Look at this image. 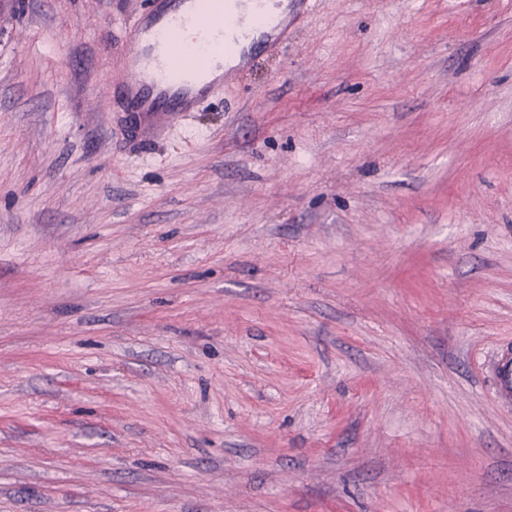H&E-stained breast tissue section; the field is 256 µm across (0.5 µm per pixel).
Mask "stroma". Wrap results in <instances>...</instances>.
Masks as SVG:
<instances>
[{
    "mask_svg": "<svg viewBox=\"0 0 512 512\" xmlns=\"http://www.w3.org/2000/svg\"><path fill=\"white\" fill-rule=\"evenodd\" d=\"M144 0H0V512H512V0H288L166 133ZM498 389L505 398H512V352L507 349L494 364Z\"/></svg>",
    "mask_w": 512,
    "mask_h": 512,
    "instance_id": "1",
    "label": "stroma"
}]
</instances>
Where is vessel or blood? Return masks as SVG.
I'll list each match as a JSON object with an SVG mask.
<instances>
[{
    "mask_svg": "<svg viewBox=\"0 0 512 512\" xmlns=\"http://www.w3.org/2000/svg\"><path fill=\"white\" fill-rule=\"evenodd\" d=\"M253 3L238 10L229 0H150L125 31L123 95L136 121L195 111L223 87L228 72L249 64L254 45L287 44V14L270 15L267 0ZM190 28L199 36L192 45L184 36ZM494 373L501 395L512 398L511 351L497 359Z\"/></svg>",
    "mask_w": 512,
    "mask_h": 512,
    "instance_id": "obj_1",
    "label": "vessel or blood"
}]
</instances>
